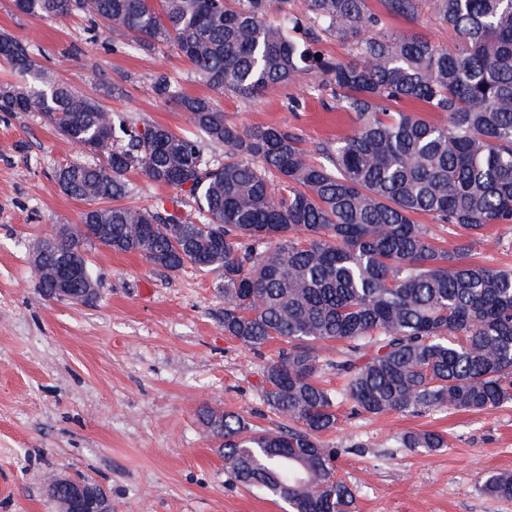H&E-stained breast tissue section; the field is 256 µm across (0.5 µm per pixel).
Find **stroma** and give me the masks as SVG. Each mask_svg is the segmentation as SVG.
<instances>
[{"mask_svg":"<svg viewBox=\"0 0 512 512\" xmlns=\"http://www.w3.org/2000/svg\"><path fill=\"white\" fill-rule=\"evenodd\" d=\"M0 34L25 45L55 79L138 125L190 129L184 112L151 93L163 73L184 94L212 98L239 127H285L311 151L353 129L346 112L309 95L314 74L245 100L198 80L173 47L116 50L85 18L41 20L19 13L12 0H0ZM119 77L125 96H108ZM293 96L306 97L304 109H288ZM80 156L38 113L0 112V512H57L46 492L52 474L99 484L112 512H287L234 479L219 439L200 420L209 407L264 428L279 424L264 400L263 367L280 344L253 352L225 335L217 273H172L101 247L89 254L96 300L42 294L31 250L84 211L54 177ZM124 202L194 210L188 194L134 174ZM470 258L512 266V224L488 226ZM418 429L444 432L446 447L398 445L401 433ZM324 440L342 451L338 474L355 493L356 512H512V499L479 491L487 477L512 472V402L488 412L371 417L351 414L345 401Z\"/></svg>","mask_w":512,"mask_h":512,"instance_id":"stroma-1","label":"stroma"}]
</instances>
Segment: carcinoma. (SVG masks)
<instances>
[{
    "mask_svg": "<svg viewBox=\"0 0 512 512\" xmlns=\"http://www.w3.org/2000/svg\"><path fill=\"white\" fill-rule=\"evenodd\" d=\"M14 0L22 14H84L112 45L150 52L172 45L198 78L242 97L302 73L323 77L355 124L316 149L280 127L242 129L210 98L182 94L165 74L154 96L187 114L192 130L128 127L99 100L36 67L0 35V58L24 80L0 84V112H38L88 161L58 167L81 224H106L111 248L170 272H217L224 333L256 351L282 344L263 376L283 424L260 429L222 412L215 436L235 480L288 512H355L337 474L338 398L317 374L336 371L356 414L490 411L512 401V268L468 260L491 224H512V0ZM429 8L456 34L446 45L391 29ZM326 38L348 57L322 53ZM448 115L434 123L409 106ZM224 147L208 161L199 140ZM134 173L186 192L198 217L165 205L116 204ZM426 215L468 240L447 250ZM86 236L55 241L84 254ZM339 342L336 359L322 355ZM405 448H443V434L407 431ZM487 495L512 499V473L488 477Z\"/></svg>",
    "mask_w": 512,
    "mask_h": 512,
    "instance_id": "cac0c4a2",
    "label": "carcinoma"
}]
</instances>
